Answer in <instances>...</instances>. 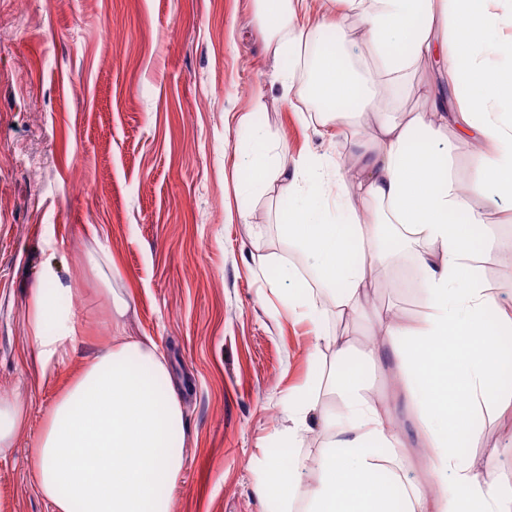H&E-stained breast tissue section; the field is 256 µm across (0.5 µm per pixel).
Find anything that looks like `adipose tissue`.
Masks as SVG:
<instances>
[{"mask_svg":"<svg viewBox=\"0 0 512 512\" xmlns=\"http://www.w3.org/2000/svg\"><path fill=\"white\" fill-rule=\"evenodd\" d=\"M341 1L361 17V37L326 14L305 25V0H255L286 91L294 90L296 73L284 60L308 32H332L337 46L345 44V51L336 46L314 55L309 94L326 107L320 127L344 128L351 154L347 162L328 153L295 158L257 134L238 183L243 193L275 183L291 197L288 237L313 259L322 287L336 291L334 308H327L294 267H280L285 300L334 350L332 387L346 411L339 422L301 396L280 435L288 456L266 463L257 494L268 512H292L301 497L306 512H512V495L458 450L459 439L478 437L482 407L512 409V397L498 390L503 355L486 325L487 313L501 307L502 291L476 265L498 243L480 236L485 213L472 203L512 200V45L492 39L497 19L488 0ZM360 43L379 79L359 62ZM437 52L448 58L451 98L432 93L427 114L401 112V84ZM367 111L373 125L364 132L354 118ZM451 125L484 146L465 191L451 171L452 145L442 137ZM386 224L393 240L425 245L418 260L427 313L419 323L386 322L384 335L411 379L406 398L419 415L426 468L438 486L430 495L403 476L404 437L369 397L363 376L348 367V339L322 332L329 311L362 310L370 272L387 257ZM72 295L71 283L50 267L29 290L30 342L41 377L52 374L78 337ZM315 424L328 442L308 486L296 448ZM185 438V414L163 355L152 339L119 331L47 410L34 444L33 479L55 512H172Z\"/></svg>","mask_w":512,"mask_h":512,"instance_id":"obj_1","label":"adipose tissue"}]
</instances>
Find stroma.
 I'll return each instance as SVG.
<instances>
[{
    "mask_svg": "<svg viewBox=\"0 0 512 512\" xmlns=\"http://www.w3.org/2000/svg\"><path fill=\"white\" fill-rule=\"evenodd\" d=\"M437 58L400 93L424 112ZM316 108L282 97L254 0H0V392L20 395L27 428L0 456V512H54L31 472L46 410L110 329L104 284L126 289L131 335L166 356L187 419L173 512H267L256 493L279 454L288 405L334 355L295 319L277 268L312 270L289 243L277 186L236 191L235 163L255 128L291 155L348 156L345 138L314 135ZM107 249L100 276L90 254ZM74 287L76 351L43 380L31 357L26 300L45 266ZM423 314L388 277L373 276L363 311L329 319L395 430L417 415L406 376L375 366V320ZM461 450L512 488V410L484 411Z\"/></svg>",
    "mask_w": 512,
    "mask_h": 512,
    "instance_id": "stroma-1",
    "label": "stroma"
}]
</instances>
